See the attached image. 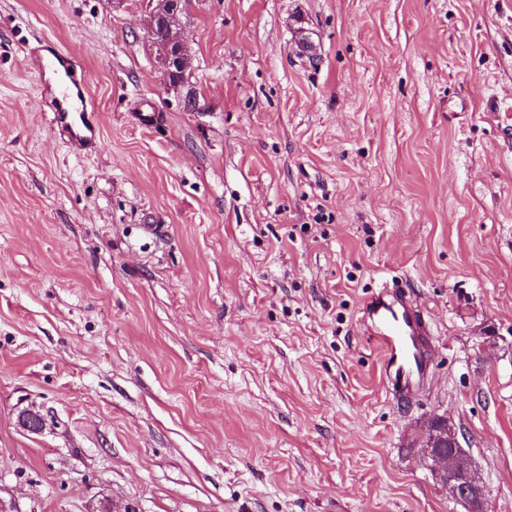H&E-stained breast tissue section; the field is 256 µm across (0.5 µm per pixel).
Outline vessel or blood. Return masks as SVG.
I'll use <instances>...</instances> for the list:
<instances>
[{
	"label": "vessel or blood",
	"instance_id": "obj_1",
	"mask_svg": "<svg viewBox=\"0 0 512 512\" xmlns=\"http://www.w3.org/2000/svg\"><path fill=\"white\" fill-rule=\"evenodd\" d=\"M39 79L43 99L54 105L55 120L64 127L75 146L96 150L97 114L78 73L79 63L53 41L26 50ZM363 322L383 350V372L389 390L405 398L415 392L427 373L425 349L430 330L421 309L413 307L402 291L382 288L363 305Z\"/></svg>",
	"mask_w": 512,
	"mask_h": 512
}]
</instances>
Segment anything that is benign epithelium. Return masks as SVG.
<instances>
[{
  "label": "benign epithelium",
  "instance_id": "1",
  "mask_svg": "<svg viewBox=\"0 0 512 512\" xmlns=\"http://www.w3.org/2000/svg\"><path fill=\"white\" fill-rule=\"evenodd\" d=\"M182 13L183 10L170 0H148V31H153L160 19L168 24L170 38L154 44L155 63L166 84L173 88L187 79L189 67V47L181 27ZM44 426L40 413L23 412L22 427L26 431L39 434ZM412 447L419 449L436 482L448 490V495L460 503L465 512H490L483 476L461 448L459 432L447 418L434 417Z\"/></svg>",
  "mask_w": 512,
  "mask_h": 512
}]
</instances>
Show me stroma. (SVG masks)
<instances>
[{"label": "stroma", "instance_id": "35a3bbf8", "mask_svg": "<svg viewBox=\"0 0 512 512\" xmlns=\"http://www.w3.org/2000/svg\"><path fill=\"white\" fill-rule=\"evenodd\" d=\"M147 10L0 0V512H465L410 446L435 416L512 512V0H191L177 88ZM384 285L433 335L404 402ZM25 52L38 76L41 97L54 105L57 125L66 129L75 146L98 150L97 114L93 101L85 92V81L78 74L77 59L59 49L50 39L38 47H28ZM363 322L383 350L388 389L397 397H408L428 371L425 349L430 330L424 312L413 307L402 291L381 288L364 302Z\"/></svg>", "mask_w": 512, "mask_h": 512}]
</instances>
